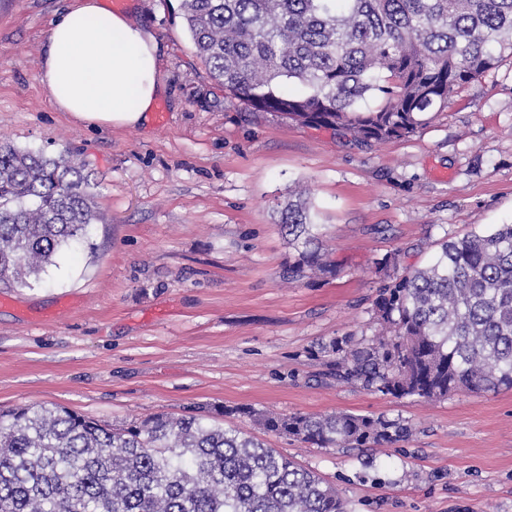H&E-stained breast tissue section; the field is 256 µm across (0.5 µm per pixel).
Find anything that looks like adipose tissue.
I'll return each instance as SVG.
<instances>
[{
	"label": "adipose tissue",
	"instance_id": "adipose-tissue-1",
	"mask_svg": "<svg viewBox=\"0 0 512 512\" xmlns=\"http://www.w3.org/2000/svg\"><path fill=\"white\" fill-rule=\"evenodd\" d=\"M158 49L139 18L72 0L46 37L40 81L57 110L89 127L140 126L165 92Z\"/></svg>",
	"mask_w": 512,
	"mask_h": 512
}]
</instances>
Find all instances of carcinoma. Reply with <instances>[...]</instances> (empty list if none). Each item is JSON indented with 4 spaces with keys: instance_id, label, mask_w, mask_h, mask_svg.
Wrapping results in <instances>:
<instances>
[{
    "instance_id": "obj_1",
    "label": "carcinoma",
    "mask_w": 512,
    "mask_h": 512,
    "mask_svg": "<svg viewBox=\"0 0 512 512\" xmlns=\"http://www.w3.org/2000/svg\"><path fill=\"white\" fill-rule=\"evenodd\" d=\"M196 55L257 112L350 134L408 137L458 89L512 54V0H181ZM83 166L0 140V283L31 286L100 221ZM281 224L288 280L337 274L304 193ZM373 303L380 336L334 339L336 380L414 401L512 388V224L444 240L399 270ZM246 416L319 448L406 439L398 419L283 416L244 407L154 414L111 428L59 405L0 412V512H346L310 469L216 416Z\"/></svg>"
}]
</instances>
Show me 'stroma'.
I'll use <instances>...</instances> for the list:
<instances>
[{"instance_id":"stroma-1","label":"stroma","mask_w":512,"mask_h":512,"mask_svg":"<svg viewBox=\"0 0 512 512\" xmlns=\"http://www.w3.org/2000/svg\"><path fill=\"white\" fill-rule=\"evenodd\" d=\"M70 0H0V137L86 166L103 223L29 288H0V411L57 404L122 427L246 405L384 415L374 448H316L233 423L332 484L347 512H512V389L412 402L336 380L322 345L378 334L395 251L426 265L444 238L512 223V55L412 136L369 145L255 112L195 56L180 0H124L161 45L168 121L91 129L39 80ZM306 187L337 275L285 278L280 210Z\"/></svg>"}]
</instances>
